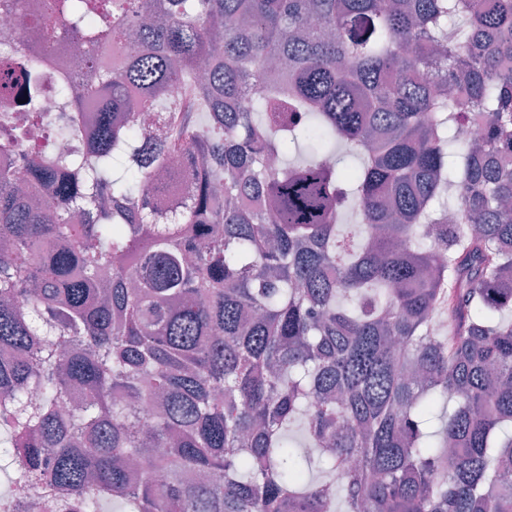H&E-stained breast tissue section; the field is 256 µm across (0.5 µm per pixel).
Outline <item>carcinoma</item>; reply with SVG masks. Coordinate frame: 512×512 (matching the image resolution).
<instances>
[{
    "label": "carcinoma",
    "instance_id": "1",
    "mask_svg": "<svg viewBox=\"0 0 512 512\" xmlns=\"http://www.w3.org/2000/svg\"><path fill=\"white\" fill-rule=\"evenodd\" d=\"M0 17V512H512V0Z\"/></svg>",
    "mask_w": 512,
    "mask_h": 512
}]
</instances>
